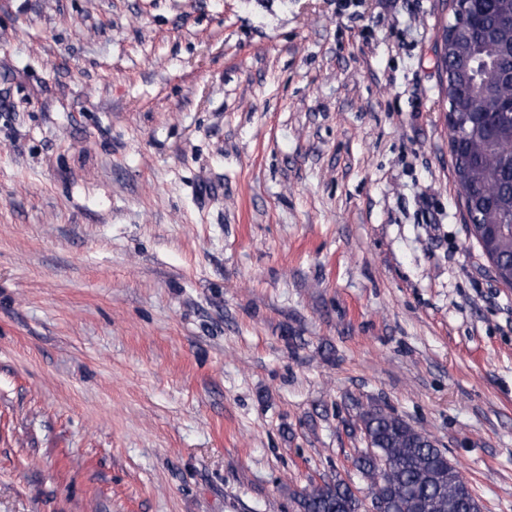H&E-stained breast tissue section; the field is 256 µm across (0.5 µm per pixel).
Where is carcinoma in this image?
Segmentation results:
<instances>
[{
  "label": "carcinoma",
  "mask_w": 512,
  "mask_h": 512,
  "mask_svg": "<svg viewBox=\"0 0 512 512\" xmlns=\"http://www.w3.org/2000/svg\"><path fill=\"white\" fill-rule=\"evenodd\" d=\"M472 22L446 26L451 140L463 142L453 159L465 206L478 218L472 234L512 285V0L470 4ZM367 448L355 459L370 485L377 512H481V505L448 454L427 433L379 407L359 414ZM299 512H362L365 503L345 482L314 486L297 498Z\"/></svg>",
  "instance_id": "carcinoma-1"
}]
</instances>
